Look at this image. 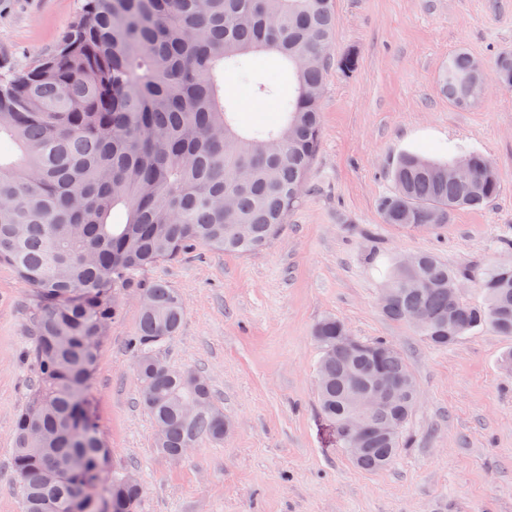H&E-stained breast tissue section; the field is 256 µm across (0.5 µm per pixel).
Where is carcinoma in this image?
Instances as JSON below:
<instances>
[{"mask_svg":"<svg viewBox=\"0 0 512 512\" xmlns=\"http://www.w3.org/2000/svg\"><path fill=\"white\" fill-rule=\"evenodd\" d=\"M333 0H86L85 14L57 51L0 75V139L18 151L0 160V264L33 297L28 357L36 380L14 420L12 462L23 512H138L144 486L110 469L111 449L96 421L91 384L121 289L134 274L205 247L246 254L265 247L301 200L321 142V98L336 29ZM277 56L293 92L258 82L255 94L278 103L275 124L241 125L226 104L222 73L247 75L250 58ZM475 58L448 57L441 84L457 102ZM452 159L410 152L396 161L394 191L380 208L403 228L448 223L459 207L479 208L499 192L493 163L454 145ZM469 156L481 173L471 192L448 178ZM476 279L480 306L448 295L452 280ZM393 299L384 315L412 325L445 349L478 327L512 338V267L456 270L433 254L386 274ZM132 349L140 404L156 426V447L177 459L200 440L224 439L221 410L206 379L176 369L158 349L178 333L184 306L164 282L143 289ZM421 312L426 320L412 324ZM335 318L315 329L320 347L317 402L335 425L355 414L347 373L369 384L380 371L391 392L356 465L389 467L404 446L417 391L389 342L357 348ZM213 408L187 420L182 404Z\"/></svg>","mask_w":512,"mask_h":512,"instance_id":"obj_1","label":"carcinoma"}]
</instances>
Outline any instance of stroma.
<instances>
[{"label": "stroma", "instance_id": "35a3bbf8", "mask_svg": "<svg viewBox=\"0 0 512 512\" xmlns=\"http://www.w3.org/2000/svg\"><path fill=\"white\" fill-rule=\"evenodd\" d=\"M85 0H0V72L51 55ZM330 56L356 54L350 75H326L320 150L300 205L262 250L205 248L144 269L126 289L100 347L93 394L112 468L137 472L141 512H512V339L479 328L445 349L379 304L383 272L417 252L455 269L512 265V89L489 82L474 103L449 100L439 84L463 49L493 70L512 55V0H334ZM245 124L269 121L271 102L225 74ZM468 145L495 165L498 195L458 208L430 232L384 223L380 200L408 151L438 155ZM163 281L181 295L179 333L159 350L171 367L209 383L230 428L180 460L154 445L138 400L128 344L137 332L140 285ZM31 295L0 265V512H23L12 465L13 422L34 382ZM351 335L385 340L403 355L418 396L405 445L386 469H359L316 404L313 338L324 318Z\"/></svg>", "mask_w": 512, "mask_h": 512}]
</instances>
